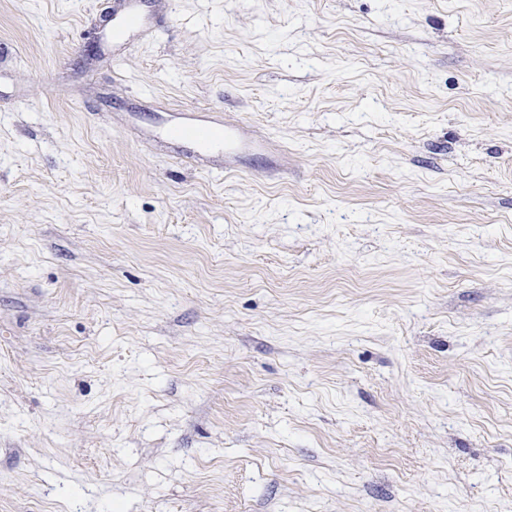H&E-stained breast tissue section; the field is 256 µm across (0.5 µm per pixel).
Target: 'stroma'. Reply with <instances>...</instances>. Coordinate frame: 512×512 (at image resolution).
<instances>
[{"label": "stroma", "instance_id": "obj_1", "mask_svg": "<svg viewBox=\"0 0 512 512\" xmlns=\"http://www.w3.org/2000/svg\"><path fill=\"white\" fill-rule=\"evenodd\" d=\"M114 2L0 0V512H512V0Z\"/></svg>", "mask_w": 512, "mask_h": 512}]
</instances>
